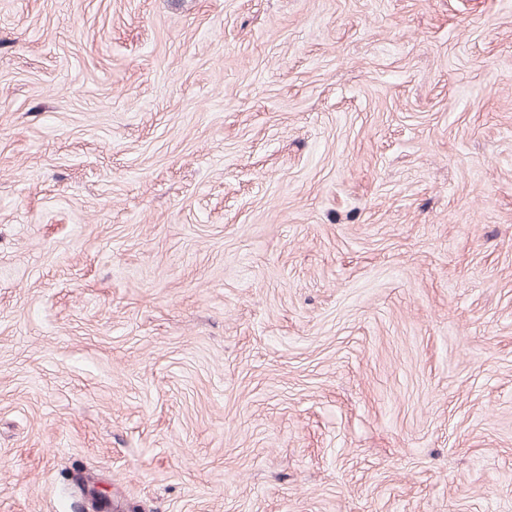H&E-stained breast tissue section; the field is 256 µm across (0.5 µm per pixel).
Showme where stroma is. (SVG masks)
<instances>
[{"mask_svg":"<svg viewBox=\"0 0 512 512\" xmlns=\"http://www.w3.org/2000/svg\"><path fill=\"white\" fill-rule=\"evenodd\" d=\"M512 512V0H0V512Z\"/></svg>","mask_w":512,"mask_h":512,"instance_id":"35a3bbf8","label":"stroma"}]
</instances>
